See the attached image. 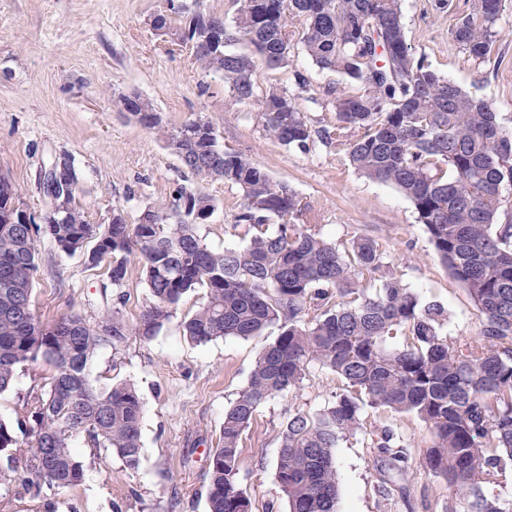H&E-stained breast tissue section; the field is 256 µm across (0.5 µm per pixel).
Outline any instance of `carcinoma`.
<instances>
[{"label":"carcinoma","mask_w":512,"mask_h":512,"mask_svg":"<svg viewBox=\"0 0 512 512\" xmlns=\"http://www.w3.org/2000/svg\"><path fill=\"white\" fill-rule=\"evenodd\" d=\"M231 21L204 0L170 3L158 22L196 63L224 81L235 103L258 106L265 135L284 146L336 148V161L399 190L414 206L429 242L484 316L480 338L448 345L440 333L445 307L423 303L386 261L377 239L350 246L309 232L305 205L247 155L225 146L201 116L170 126L137 93L119 97L137 122L155 130L186 167L240 188L233 227L249 237L238 249L214 250L199 234L196 212L215 201L183 186L166 209H147L152 224H129L120 210L94 225L76 197L48 206L33 231L20 232L23 208L10 176L0 171V394L18 368L41 362L49 387L24 403L12 425L0 418V485L18 479L34 497L68 489L84 478L76 442L104 448L128 470L140 465L143 403L124 382L94 387L87 368L98 348L128 336L149 340L183 297L203 288L206 301L182 323L195 344L280 334L259 355L246 387L224 410L209 451L208 512H251L238 481L240 444L259 407L301 387L312 365L340 382L334 400L316 412L288 416L280 435L276 478L289 512H336L334 448L362 429L364 408L413 413L429 424L426 471L443 477L473 512H508L479 494V485L512 459V130L498 112L431 69L407 41L402 0H236ZM505 0H471L450 38L476 60L493 51ZM241 42L247 52L227 47ZM322 70L339 73L353 90H327L333 121L310 125L294 95L262 88L256 71L288 65L295 43ZM276 229L268 231V221ZM108 264L115 287L136 260L151 295L138 321L116 310L90 322L71 313L51 322L32 310L38 242ZM96 239L87 250L78 241ZM386 470L407 456L391 429L376 442Z\"/></svg>","instance_id":"1"}]
</instances>
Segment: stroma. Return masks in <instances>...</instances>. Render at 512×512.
<instances>
[{
    "instance_id": "stroma-1",
    "label": "stroma",
    "mask_w": 512,
    "mask_h": 512,
    "mask_svg": "<svg viewBox=\"0 0 512 512\" xmlns=\"http://www.w3.org/2000/svg\"><path fill=\"white\" fill-rule=\"evenodd\" d=\"M436 0H404L407 39L416 55L445 78L494 104L512 129V0L496 27L489 59L473 60L448 33L470 0H453L440 12ZM167 0H0V169L9 171L19 198L34 215L47 207L39 184L43 164L67 154L78 170L77 200L90 223L122 208L136 223L146 208L168 206L173 189L186 186L213 197L216 207L199 232L214 249L239 248L246 239L232 227L239 189L196 176L151 130L118 103L136 92L150 99L165 123L203 116L223 140L251 157L278 184L288 185L308 205L311 233L344 246L358 236L376 238L398 274L421 302L444 305L442 334L458 345L478 338L484 317L466 290L440 261L411 202L395 187L370 181L336 162L325 145L303 151L265 136L255 110L232 100L219 76L203 72L183 47L162 41L147 21ZM259 83L283 86L313 127L333 119L326 90L345 79L319 69L294 47L288 67H259ZM32 309L48 322L77 312L96 319L117 308L135 321L150 300L138 264L122 287H113L106 266L87 267L81 255L57 252L39 242ZM205 300L188 293L173 317L151 340L136 336L101 346L90 367L94 384L128 382L144 403L141 461L126 470L102 448L78 445L85 475L75 488L34 498L13 487L6 512H208L207 463L224 411L249 379L261 350L279 335L217 339L194 345L181 323ZM48 365L18 369L10 390L0 394V418L15 421L23 398L46 390ZM335 375L311 367L300 389L269 399L243 434L239 477L253 512H288L276 480L280 432L289 414L315 412L336 393ZM392 428L407 449L404 471L392 472L391 497L379 491L381 466L374 442ZM427 423L412 414H363V429L334 450L339 486L337 512H469V502L420 464L430 443Z\"/></svg>"
}]
</instances>
